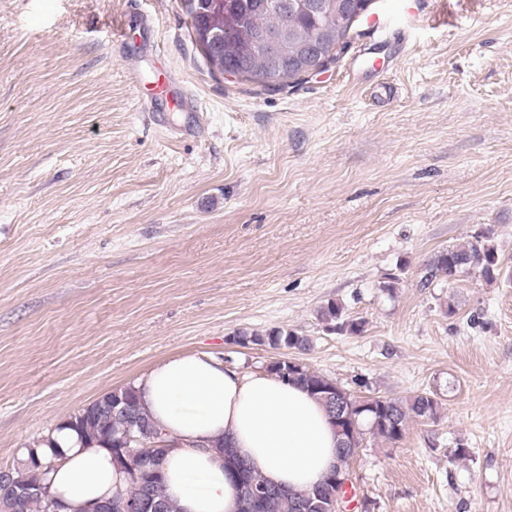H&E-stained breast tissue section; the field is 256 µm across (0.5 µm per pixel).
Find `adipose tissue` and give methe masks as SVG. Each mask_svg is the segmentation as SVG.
Here are the masks:
<instances>
[{
	"label": "adipose tissue",
	"mask_w": 512,
	"mask_h": 512,
	"mask_svg": "<svg viewBox=\"0 0 512 512\" xmlns=\"http://www.w3.org/2000/svg\"><path fill=\"white\" fill-rule=\"evenodd\" d=\"M141 406L166 433L162 469L178 512H236L224 456L211 442L229 436L238 454L269 483L305 489L337 458L338 437L325 406L299 385L268 373H245L207 353L163 359L135 380ZM63 456L49 475L57 512H87L125 492L127 471L99 443L53 430Z\"/></svg>",
	"instance_id": "obj_1"
}]
</instances>
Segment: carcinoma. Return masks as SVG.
<instances>
[{"label":"carcinoma","mask_w":512,"mask_h":512,"mask_svg":"<svg viewBox=\"0 0 512 512\" xmlns=\"http://www.w3.org/2000/svg\"><path fill=\"white\" fill-rule=\"evenodd\" d=\"M186 12L193 21L194 29L208 33L209 41L201 49L210 65L218 71L232 70L240 78L255 87H266L264 79L275 76L281 86L300 80V71L295 69V58L303 53L305 41L318 37L324 54L337 60L339 45L346 44L349 33L333 17V9L326 8V15L311 14L295 8L288 17L271 7V0H224L223 10L210 7V0H183ZM293 31V36L282 50L285 65L274 70L262 47V40L269 33H276L283 24ZM477 271L488 282L498 279L503 271V262L492 237L484 233L475 240L445 248L429 260L420 286L428 288L461 273ZM320 320L327 331L337 334L358 335L364 331V321L345 315L342 304L329 301L318 310ZM232 343L268 346L272 349L305 351L310 346L309 338L294 330L273 327L264 332L238 330ZM267 371L285 381L304 387L325 405L331 422L340 436L338 456L342 470L350 471V465L370 434L388 443L401 441L409 424L413 421H428L436 418L439 408L438 394L422 391L409 397L365 396L340 386L325 375L309 369L295 360L283 356L271 362ZM121 400L128 404L133 415L113 412L102 420L89 412L85 406L70 415L67 425L90 438H103L109 442L122 437L137 423L147 433L141 456L163 455L165 449L159 440L150 436L156 427L149 416L137 404L132 385L114 389L99 400ZM214 448L224 454L229 474L238 486L237 512H322L318 505L330 506L344 503L345 484L331 477L309 489L285 490L270 485L246 460L238 457L227 439H218ZM39 455L38 447L24 449L23 458L11 468L12 478L18 485L34 490V494L15 500L0 496V512H55V502L48 494L46 475L53 469L54 457H41L43 466L32 465L28 460ZM117 462L130 475V486L124 497H136L143 487H148L161 504V512H176L173 501L165 492L163 474H150L138 468L136 460L126 456Z\"/></svg>","instance_id":"cac0c4a2"}]
</instances>
